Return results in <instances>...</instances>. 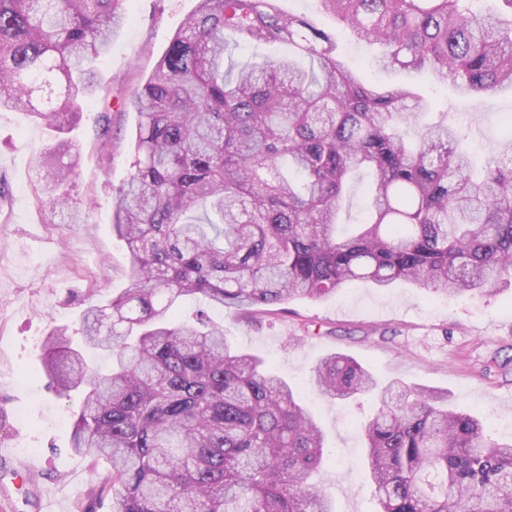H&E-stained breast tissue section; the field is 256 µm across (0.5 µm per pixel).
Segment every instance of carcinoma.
I'll use <instances>...</instances> for the list:
<instances>
[{"mask_svg": "<svg viewBox=\"0 0 512 512\" xmlns=\"http://www.w3.org/2000/svg\"><path fill=\"white\" fill-rule=\"evenodd\" d=\"M124 0H0V110L64 134L95 91ZM378 47L372 66L427 69L475 95L512 87V0H320ZM290 51L241 66L237 42ZM130 104V175L112 193L131 285L80 314L81 344H43L59 396L80 395L72 450L109 464L112 512H335L325 432L296 388L239 350L207 307L252 319L356 281L484 296L512 279V129L477 179L453 124H424L407 82L364 83L337 38L276 0H199ZM80 146L39 149L60 188ZM372 174L367 217L339 231L354 177ZM52 209L79 211L56 193ZM205 306L183 321L177 305ZM111 358L106 373L85 352ZM322 397L370 395L364 425L375 512H512V442L448 395L378 383L353 357L310 369Z\"/></svg>", "mask_w": 512, "mask_h": 512, "instance_id": "cac0c4a2", "label": "carcinoma"}]
</instances>
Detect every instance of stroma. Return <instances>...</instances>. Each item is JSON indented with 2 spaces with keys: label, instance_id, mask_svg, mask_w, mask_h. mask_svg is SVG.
I'll use <instances>...</instances> for the list:
<instances>
[{
  "label": "stroma",
  "instance_id": "1",
  "mask_svg": "<svg viewBox=\"0 0 512 512\" xmlns=\"http://www.w3.org/2000/svg\"><path fill=\"white\" fill-rule=\"evenodd\" d=\"M198 0H126L127 22L99 67V85L71 136L81 163L65 190L81 205L80 221L65 223L39 186L37 147L53 140L18 112H0V504L7 512H110L93 495L105 461L70 448L75 402L51 389L42 344L56 328L76 333L88 302H106L130 284L129 259L112 232V191L128 177L136 114L126 97L152 73ZM284 13L307 16L333 35L343 32L319 0H277ZM375 49L345 39L342 60L365 82H397L369 60ZM428 100L426 122L443 119L470 129L474 169L512 126V91L464 96L411 75ZM111 118L102 147L98 117ZM213 319L240 347L263 357L304 387L324 355L352 356L382 382L401 379L448 394L502 440L512 439V376L489 369L492 356L512 358V286L479 299L443 302L406 284L383 292L363 283L323 301L295 300L286 310L249 321L227 310ZM304 398L327 435L336 460L326 493L336 512H374L359 426L373 411L368 399L350 403Z\"/></svg>",
  "mask_w": 512,
  "mask_h": 512
}]
</instances>
